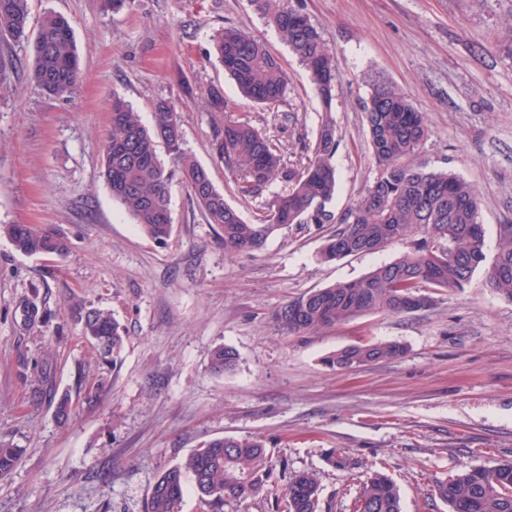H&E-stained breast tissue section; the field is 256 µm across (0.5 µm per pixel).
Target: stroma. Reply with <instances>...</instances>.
Returning <instances> with one entry per match:
<instances>
[{
    "label": "stroma",
    "instance_id": "35a3bbf8",
    "mask_svg": "<svg viewBox=\"0 0 512 512\" xmlns=\"http://www.w3.org/2000/svg\"><path fill=\"white\" fill-rule=\"evenodd\" d=\"M317 26L339 71L332 118L344 210L373 181L362 105L369 73L402 89L427 116L419 155L479 190L488 256L512 223V0H292ZM31 18L67 17L83 78L63 97L30 78L29 42L0 39V225L64 234L67 255L26 256L0 234V440L22 448L0 479V512H144L158 476L215 437L257 436L273 454L265 494L224 512H272L289 473L321 484L323 512H353L372 471L399 486L403 512H448L436 480L512 460V300L485 271L431 307L369 314L313 334L286 336L272 314L311 289L357 279L409 251L413 240L325 262L331 227L294 224L249 256L225 251L216 226L174 182L173 233L158 244L115 202L100 157L113 95L151 123L156 101L179 113L185 148L207 166L246 221L244 201L212 154L216 118L206 93L220 86L235 117L280 145L286 163L305 155L323 116L306 69L253 0H30ZM236 26L264 42L288 74L274 108L240 100L210 59L214 30ZM105 309L126 330L118 363L100 359L80 314ZM400 343V357L348 369L325 357L361 341ZM234 348L233 372L210 354ZM70 394L75 413L54 417ZM346 452L353 469L332 466Z\"/></svg>",
    "mask_w": 512,
    "mask_h": 512
}]
</instances>
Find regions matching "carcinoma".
Returning <instances> with one entry per match:
<instances>
[{
    "instance_id": "obj_1",
    "label": "carcinoma",
    "mask_w": 512,
    "mask_h": 512,
    "mask_svg": "<svg viewBox=\"0 0 512 512\" xmlns=\"http://www.w3.org/2000/svg\"><path fill=\"white\" fill-rule=\"evenodd\" d=\"M30 0H0V38L15 41L28 37ZM267 22L288 41L293 54L309 73L326 116L304 165L283 162L274 139L250 122L227 115L224 91L209 88L212 111L224 113L215 127L214 150L224 167L235 174L244 197H258L280 182L285 192L265 203L259 222L247 223L229 204L211 178L210 170L183 147L180 115L167 100L154 105V124H142L138 113L121 97L112 99V133L101 156L102 176L112 197L133 218L148 238L163 242L173 232L171 186L179 177L199 202L210 224L222 232L224 250L249 254L262 248L278 230L291 224H334L321 250L326 262L380 250L398 240L422 235L421 242L367 275L309 290L283 304L272 315L277 330L286 335L309 334L357 317L382 313L402 314L409 301L417 309L428 307L432 295L465 288L482 268L490 286L512 299V224L499 225L500 245L490 266L482 199L478 189L456 172L414 164L430 135L424 113L405 94L380 75L369 77L371 92L363 106L365 126L377 176L346 210L332 208L338 175L333 158L339 146L336 123L328 112L337 81L336 61L318 28L290 0H254ZM218 62L235 82L241 96L272 108L288 92V76L265 45L251 34L234 28L212 35ZM82 74L80 56L67 17L48 11L37 23L33 42L32 80L47 94L69 93ZM164 144L172 156L167 167L158 153ZM15 249L26 255H63L69 244L61 234L30 224L0 226ZM86 335L99 355L117 358L124 329L101 309L82 317ZM396 342L349 345L325 358V364L349 368L401 356ZM238 355L230 347H216L210 365L217 373L229 372ZM71 399L64 395L55 405L58 423L71 418ZM22 453L0 441V478L10 475ZM274 477L272 454L265 442L254 437H221L206 442L186 459L168 468L154 483L145 512H179L192 486L206 512H223L224 503L245 502L264 492ZM435 496L448 512H512V461L492 466H473L436 481ZM287 512H321L316 475L298 471L288 476L284 489ZM354 512H402L396 484L381 472L363 483Z\"/></svg>"
}]
</instances>
